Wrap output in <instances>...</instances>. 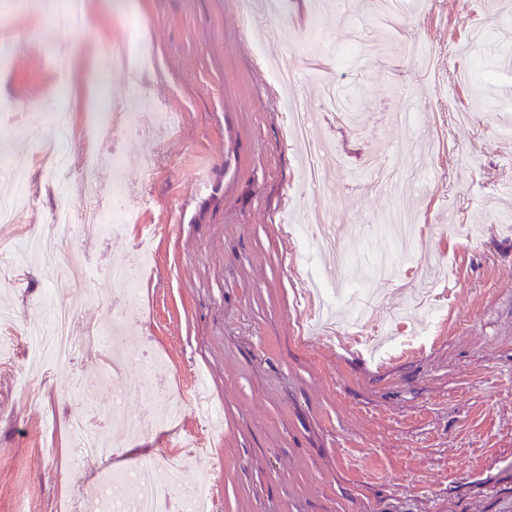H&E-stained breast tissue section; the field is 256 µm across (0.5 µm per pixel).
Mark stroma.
Masks as SVG:
<instances>
[{"instance_id":"1","label":"stroma","mask_w":512,"mask_h":512,"mask_svg":"<svg viewBox=\"0 0 512 512\" xmlns=\"http://www.w3.org/2000/svg\"><path fill=\"white\" fill-rule=\"evenodd\" d=\"M386 0H92L87 24L58 32L41 11L0 0V145L22 136L25 157L0 175V199L25 182L31 201L0 224V247L44 234L70 247L81 285L47 279L30 254L19 283L0 281L13 330L43 321L51 301L73 305L71 338L112 320L101 271L128 260L132 237L87 241L52 223L79 198L48 177V136L77 162L86 120L84 56L124 47L137 21L154 58L148 94L175 112L153 168L142 142L111 121L108 143L124 156L127 205L150 199L143 220L159 225L146 272L145 303L129 312L128 369L160 358L156 381L184 406L155 423L151 403L125 397L140 436L112 456L72 471L70 416L112 417L105 357L78 354L54 371L33 363L25 343L0 359V512L30 502L67 512L113 473L188 438L203 445L181 483L206 486L212 512H512V0H402V19L382 21ZM355 46L337 66L331 48ZM72 67L56 78L50 54ZM296 72L293 90L315 119L309 135L337 160L327 187L306 186L309 159L294 141L288 105L271 71ZM34 85L42 98L25 106ZM72 109L51 134L49 113ZM384 155L412 181L419 235L393 274L374 233L345 236L354 279L372 302L364 336L405 315L424 332L421 349L385 362L356 346L326 343L306 329L305 270L323 250L307 243L302 213L338 225L375 222L393 190L368 165Z\"/></svg>"}]
</instances>
